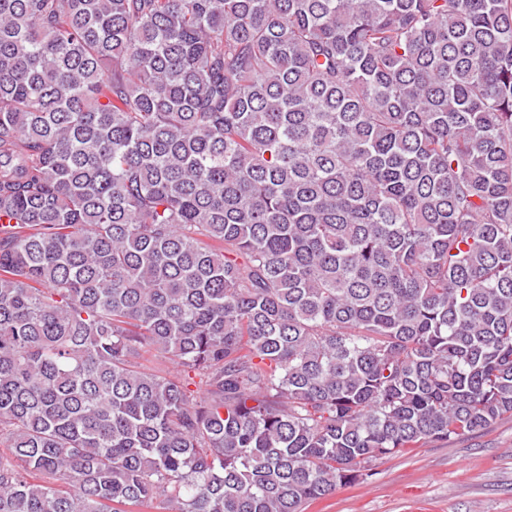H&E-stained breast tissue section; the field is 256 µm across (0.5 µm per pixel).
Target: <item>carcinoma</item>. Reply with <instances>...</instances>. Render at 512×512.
Returning <instances> with one entry per match:
<instances>
[{"mask_svg":"<svg viewBox=\"0 0 512 512\" xmlns=\"http://www.w3.org/2000/svg\"><path fill=\"white\" fill-rule=\"evenodd\" d=\"M506 415L512 0H0V512H303Z\"/></svg>","mask_w":512,"mask_h":512,"instance_id":"cac0c4a2","label":"carcinoma"}]
</instances>
